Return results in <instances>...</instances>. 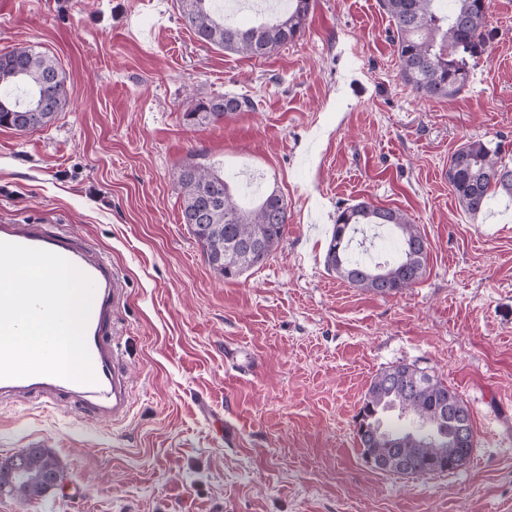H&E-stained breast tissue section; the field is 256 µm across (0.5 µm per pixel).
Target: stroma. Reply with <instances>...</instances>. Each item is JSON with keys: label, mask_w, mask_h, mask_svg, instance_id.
I'll return each instance as SVG.
<instances>
[{"label": "stroma", "mask_w": 512, "mask_h": 512, "mask_svg": "<svg viewBox=\"0 0 512 512\" xmlns=\"http://www.w3.org/2000/svg\"><path fill=\"white\" fill-rule=\"evenodd\" d=\"M487 6L468 87L437 101L400 80L379 0H315L303 36L264 59L202 46L175 0H0V54L54 55L68 99L47 127H0V223L73 232L111 259L129 380L116 419L0 403V459L43 448L64 465L62 488L0 493V512H512V200L471 216L445 175L474 139L512 164V0ZM224 94L259 108L186 124ZM189 162L284 196L288 233L265 264L212 272L182 221ZM360 201L426 236L413 288L381 297L325 267L337 209ZM399 364L466 402L462 469L363 459L354 416Z\"/></svg>", "instance_id": "35a3bbf8"}]
</instances>
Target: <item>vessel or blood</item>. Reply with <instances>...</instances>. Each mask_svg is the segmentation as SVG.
I'll use <instances>...</instances> for the list:
<instances>
[{
  "instance_id": "vessel-or-blood-1",
  "label": "vessel or blood",
  "mask_w": 512,
  "mask_h": 512,
  "mask_svg": "<svg viewBox=\"0 0 512 512\" xmlns=\"http://www.w3.org/2000/svg\"><path fill=\"white\" fill-rule=\"evenodd\" d=\"M0 241L62 256L94 281L98 296L85 331L93 381L45 375L0 378V399L15 398L46 406L68 399L97 416H122L128 408V384L118 366V351L112 339V314L124 293L117 271L77 234L50 232L40 224H0Z\"/></svg>"
}]
</instances>
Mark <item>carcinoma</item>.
<instances>
[{
	"instance_id": "carcinoma-1",
	"label": "carcinoma",
	"mask_w": 512,
	"mask_h": 512,
	"mask_svg": "<svg viewBox=\"0 0 512 512\" xmlns=\"http://www.w3.org/2000/svg\"><path fill=\"white\" fill-rule=\"evenodd\" d=\"M185 27L204 46L262 59L303 35L314 0H288V9L273 20L250 27L231 21L218 0H177ZM394 21L399 77L424 99H448L470 82L471 60L488 37L487 0H381ZM62 95L48 112L33 113L37 96L48 83ZM67 101L66 75L56 60L33 46L0 54V126L26 132L48 126ZM251 97L216 96L184 113L191 126L215 123L238 112L255 111ZM448 184L469 214L485 211L497 194L512 198V166L498 148L480 140L461 144L448 159ZM183 223L200 246L210 269L233 280L263 265L279 247L288 228L287 203L277 190L259 195L246 207L218 172L185 164L178 173ZM360 224L392 227L399 232V255L359 260L349 253ZM428 244L417 225L399 209L366 201L336 212L324 264L354 288L379 296L400 294L425 275ZM362 456L390 457L377 469L399 475L425 476L456 471L469 461L475 431L469 407L439 378L410 365L378 372L356 415ZM23 464L29 479L12 486L22 498H38L48 488L45 476L63 477L52 453L28 448L0 461V472Z\"/></svg>"
}]
</instances>
